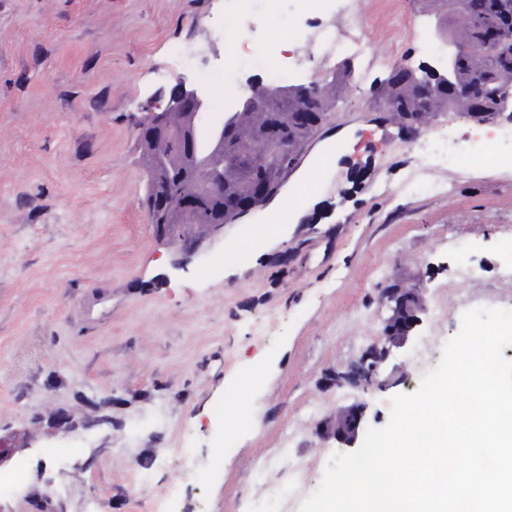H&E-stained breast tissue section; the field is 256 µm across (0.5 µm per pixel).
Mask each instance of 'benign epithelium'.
I'll return each mask as SVG.
<instances>
[{
	"mask_svg": "<svg viewBox=\"0 0 512 512\" xmlns=\"http://www.w3.org/2000/svg\"><path fill=\"white\" fill-rule=\"evenodd\" d=\"M458 8L471 19L479 20L486 16L487 0H459ZM504 31L499 21L490 23L483 43L476 49L469 44L446 39V55L442 67H398L388 77L387 84L392 87L409 86L417 94L429 92L449 102L464 96L473 104L474 111L479 112L485 108L483 91L480 86L468 84L464 79L476 55L494 56L499 52ZM271 100L292 102L293 111L287 114V120L293 125L312 129L319 123L315 114L330 102L331 94L328 86L319 87L313 83L274 89L259 83L249 84L246 93L230 101L224 121L209 128L211 146L226 161L214 164L206 176L207 193H225L224 164H233L238 155L239 124L245 115L263 110ZM209 104L210 95L205 87L179 82L166 103L156 101L146 105L145 114L153 122L151 143L155 144L159 140L173 141L179 144L181 154L195 156L197 128L194 120L199 113L208 109ZM176 113L182 115V122L178 125L170 122ZM249 167L251 174L242 177L244 186L229 197L228 206L235 216L250 212L273 196L282 181V178L265 170L257 157H250ZM198 207L199 201L193 196L173 198L158 193L151 199V209L146 212V220L153 225L157 216H164L172 223L183 217L189 223L192 212ZM384 299L391 309V316L384 327L383 342L369 348L359 365L347 371H336L332 378L336 386L365 389L373 384L391 350L403 347L420 324V314L425 311V299L421 291L390 288ZM365 414L366 405L363 403L341 408L336 423L327 427L324 439L335 441L338 448L355 447Z\"/></svg>",
	"mask_w": 512,
	"mask_h": 512,
	"instance_id": "7a95c632",
	"label": "benign epithelium"
}]
</instances>
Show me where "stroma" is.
Wrapping results in <instances>:
<instances>
[{
    "instance_id": "35a3bbf8",
    "label": "stroma",
    "mask_w": 512,
    "mask_h": 512,
    "mask_svg": "<svg viewBox=\"0 0 512 512\" xmlns=\"http://www.w3.org/2000/svg\"><path fill=\"white\" fill-rule=\"evenodd\" d=\"M377 37L323 63L292 40L289 0H246L255 40L280 37L296 82L338 79L321 135L357 143L301 196L310 221L147 223L136 129L144 106L236 55L225 0H0V512H298L336 444L344 406L387 424L467 309H512V115L477 164L422 165L430 132L463 141L465 115L382 130L385 82L436 65L424 44L457 20L420 0H354ZM195 65L173 68L170 44ZM390 288L426 310L378 384L332 371L379 343Z\"/></svg>"
}]
</instances>
